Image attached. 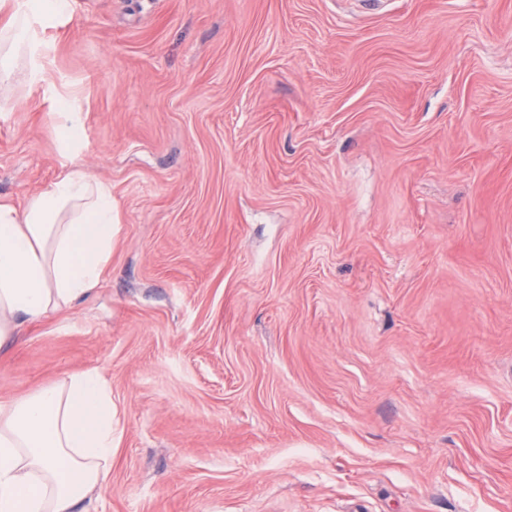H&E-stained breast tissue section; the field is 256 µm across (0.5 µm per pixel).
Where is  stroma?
Segmentation results:
<instances>
[{"mask_svg":"<svg viewBox=\"0 0 512 512\" xmlns=\"http://www.w3.org/2000/svg\"><path fill=\"white\" fill-rule=\"evenodd\" d=\"M112 254L0 347L86 368L83 512H512V0H76L47 30ZM0 112V201L65 171Z\"/></svg>","mask_w":512,"mask_h":512,"instance_id":"stroma-1","label":"stroma"}]
</instances>
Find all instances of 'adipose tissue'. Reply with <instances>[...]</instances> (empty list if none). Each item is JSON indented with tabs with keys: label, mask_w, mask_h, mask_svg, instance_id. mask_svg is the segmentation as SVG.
<instances>
[{
	"label": "adipose tissue",
	"mask_w": 512,
	"mask_h": 512,
	"mask_svg": "<svg viewBox=\"0 0 512 512\" xmlns=\"http://www.w3.org/2000/svg\"><path fill=\"white\" fill-rule=\"evenodd\" d=\"M74 10V0H0V112L48 88L60 146L72 159L24 208L0 202V344L22 322L89 296L112 253V186L76 160L83 114L58 86L42 38ZM111 461L112 391L98 369L0 401V512H78Z\"/></svg>",
	"instance_id": "ef3b65f1"
}]
</instances>
